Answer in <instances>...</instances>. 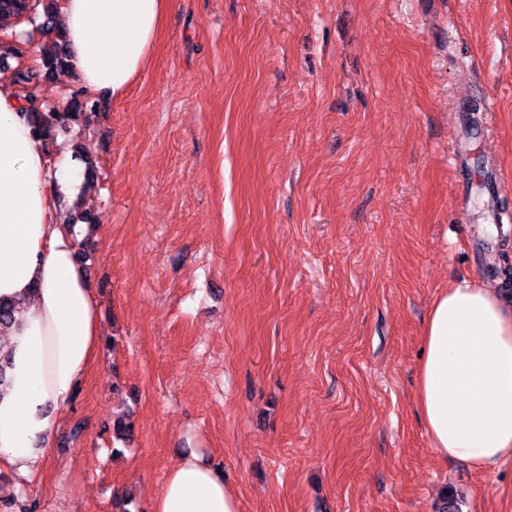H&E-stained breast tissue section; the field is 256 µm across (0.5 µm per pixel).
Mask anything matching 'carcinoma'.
Returning <instances> with one entry per match:
<instances>
[{"mask_svg": "<svg viewBox=\"0 0 512 512\" xmlns=\"http://www.w3.org/2000/svg\"><path fill=\"white\" fill-rule=\"evenodd\" d=\"M39 0H0V18H17L21 12L31 6H37ZM54 48L43 54L42 69L39 71L19 68L17 83L21 85L23 99L29 107L31 131L39 134V139L53 145L60 130L67 125L79 124L89 119V113L95 111L96 103L85 97L81 88L72 90L63 110H45L41 102L40 80L58 70L68 68V54L63 34H57Z\"/></svg>", "mask_w": 512, "mask_h": 512, "instance_id": "carcinoma-1", "label": "carcinoma"}]
</instances>
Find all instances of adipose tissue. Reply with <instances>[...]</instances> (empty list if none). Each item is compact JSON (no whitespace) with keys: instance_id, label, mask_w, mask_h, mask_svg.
<instances>
[{"instance_id":"1","label":"adipose tissue","mask_w":512,"mask_h":512,"mask_svg":"<svg viewBox=\"0 0 512 512\" xmlns=\"http://www.w3.org/2000/svg\"><path fill=\"white\" fill-rule=\"evenodd\" d=\"M172 0H62L71 73L88 92L122 96L145 68ZM80 175L70 154L48 167L24 101L0 83V299L16 322L0 332L9 356L0 386V465L32 481L59 413L100 345V301L56 198ZM418 405L434 447L485 469L512 459V305L484 284L456 283L434 302L418 365ZM149 512H241L195 454L174 462Z\"/></svg>"}]
</instances>
